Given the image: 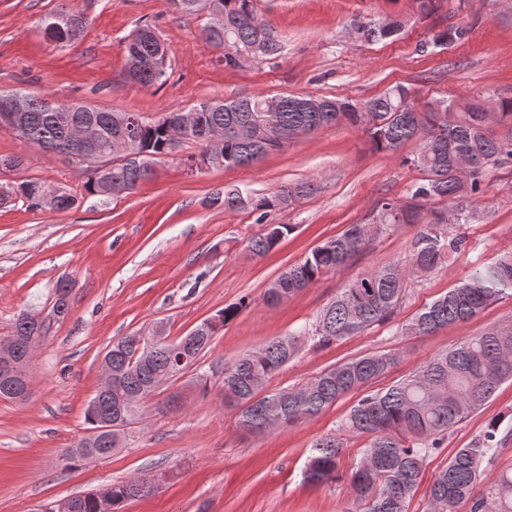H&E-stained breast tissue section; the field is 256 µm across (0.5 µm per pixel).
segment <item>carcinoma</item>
Segmentation results:
<instances>
[{
    "label": "carcinoma",
    "mask_w": 512,
    "mask_h": 512,
    "mask_svg": "<svg viewBox=\"0 0 512 512\" xmlns=\"http://www.w3.org/2000/svg\"><path fill=\"white\" fill-rule=\"evenodd\" d=\"M224 25L212 20L200 29V36L213 48H224V67L237 69L245 61L258 62L281 52V42L269 24L258 18L254 0H221ZM58 14L42 19L45 35L54 42L71 41L68 31L54 27ZM396 20H355L353 30L363 42L389 39L402 28ZM143 25L135 29L126 44V54L138 48L142 55L157 51L159 44L143 38ZM468 28L453 24L435 33L423 45L438 47L462 41ZM136 84L162 86L168 71L139 69ZM28 100L25 116L28 139L41 151L55 155L72 144L68 124L59 113L45 110L46 98L24 94ZM274 113L278 129L290 136L312 135L320 129L346 121L368 136L380 151L396 154L414 139L421 140L410 163L427 174L415 186L410 201L400 204L387 199L379 204L368 224H351L340 235L314 248L299 262L289 266L265 291L266 301L277 304L309 287L322 276L341 271L378 235L393 224H418L409 248V263L389 264L348 282L336 298L317 316L311 335L322 344H331L361 330L389 320L403 300L410 275L425 274L461 252L465 239L450 234L449 225L468 224L476 219L474 202L482 191L489 170L512 161V98L497 99L495 111L479 110L478 99H443L426 108L415 103L409 88L398 84L383 94L365 100L313 95H278ZM271 95L244 96L231 101L202 102L196 106L198 123L204 129L224 130V144L218 152L192 134L186 140L198 144L192 166L207 160V169L249 166L272 150L285 146L274 137L238 138L231 131L251 124L260 125ZM112 122L102 130L100 152L112 157L125 149L130 112H111ZM498 125L503 131L496 132ZM142 150L161 157L170 150L167 130L158 119H139L133 131ZM152 166H112L108 175L92 170L83 174V189L90 195H122L136 190L152 174ZM48 186L37 180L14 184L19 198L35 209H43ZM317 190L311 183L285 188L255 204L257 210L279 209L293 196ZM448 203L444 210L428 208L431 201ZM293 230L290 224H269L252 237L246 248L256 256L274 249ZM512 295V253L473 271L443 296L424 306L401 327L416 336H428L451 323L474 318L505 295ZM238 313L228 306L209 318L207 336L214 338ZM17 336H39L40 328L21 312L15 320ZM306 333L273 339L224 367V405L238 410V424L249 432L262 433L278 426L313 417L331 407L346 394L368 387L398 361V353H372L351 359L315 376L305 387L267 391L270 380L302 349ZM112 372L116 382L112 395L93 397L84 417L88 432L99 429L117 408L140 410V399L155 389L162 376L179 372L176 356L165 345L156 347L149 358L136 355L128 336L112 342ZM506 380H512V324L494 327L469 338L456 347L437 353L411 376L386 388L364 393L350 408L343 429L367 438L362 457L351 473L349 485L363 512H407L421 477L424 460L441 447L448 430L479 409ZM504 438L499 423L492 422L470 447L458 449L448 464L433 477L428 488L427 512H512V469L499 471L486 487H481V470L489 467ZM343 444L334 435L323 437L311 448L303 476L313 486L339 480L338 463ZM140 479L111 483L112 512H122L125 502L153 490L148 485L136 491ZM77 512H99L95 491L73 495Z\"/></svg>",
    "instance_id": "obj_1"
}]
</instances>
